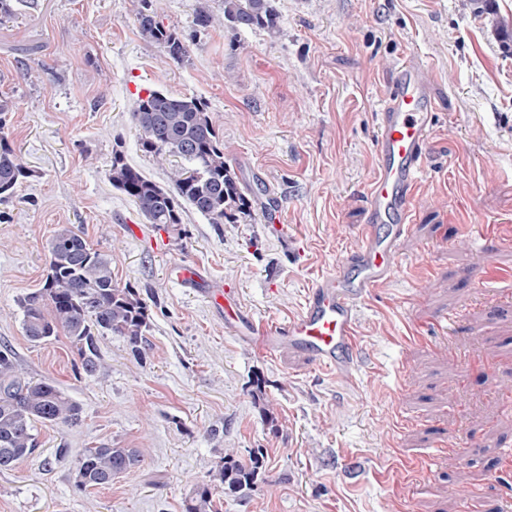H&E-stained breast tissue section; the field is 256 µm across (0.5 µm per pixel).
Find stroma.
Listing matches in <instances>:
<instances>
[{
  "label": "stroma",
  "instance_id": "1",
  "mask_svg": "<svg viewBox=\"0 0 512 512\" xmlns=\"http://www.w3.org/2000/svg\"><path fill=\"white\" fill-rule=\"evenodd\" d=\"M275 5L278 35L199 33L194 0H162L181 61L141 37L139 0H37L0 24V95L15 103L0 132L32 171L0 203V345L80 408L78 426L38 427L35 456L0 471V512H185L223 454L257 451L249 490L215 487L220 512H390L401 478L409 512H460L471 490L480 512H512V0ZM405 57L431 74L432 134L394 272L357 307L350 382L267 352L171 268L233 288L253 322L298 314L362 243L381 104ZM149 89L207 101L250 216L213 224L186 205L181 223L157 226L112 188L116 146L169 182L137 146L132 108ZM64 226L150 310L142 355L100 337L93 376L66 335L35 345L22 329L18 301L40 288ZM407 321L427 342L391 344ZM103 443L140 449V467L77 490L78 457Z\"/></svg>",
  "mask_w": 512,
  "mask_h": 512
}]
</instances>
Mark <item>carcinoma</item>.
<instances>
[{
  "label": "carcinoma",
  "instance_id": "carcinoma-1",
  "mask_svg": "<svg viewBox=\"0 0 512 512\" xmlns=\"http://www.w3.org/2000/svg\"><path fill=\"white\" fill-rule=\"evenodd\" d=\"M160 2L140 0L134 24L145 40L180 61L188 53L185 41L160 20ZM36 6L37 0H0V21L15 17L23 7ZM193 25L203 31L220 25L260 28L276 35L280 16L274 0H222L220 15L208 0H196ZM132 117L140 150L169 165L170 186L149 179L118 148L112 151L107 180L138 206L148 223H181L184 202L213 224L250 215L251 203L224 160V147L206 101L150 90L135 102ZM30 176L21 154L0 137V202L11 199ZM18 305L28 340L45 343L64 329L88 376L101 369L100 336H122L133 354H142L143 336L149 328L145 302L137 289L113 283L110 259L91 248L78 229L64 227L55 233L41 288L20 298ZM78 423L79 407L63 389L49 381L26 378L12 350L0 349V470L34 456L37 425L74 427ZM141 462L137 448L110 444L86 448L77 459L75 486L80 491L109 486ZM262 466L259 456L244 465L228 454L221 458L217 477L222 488L241 491L255 482ZM186 512H217L213 489L207 484L198 487Z\"/></svg>",
  "mask_w": 512,
  "mask_h": 512
}]
</instances>
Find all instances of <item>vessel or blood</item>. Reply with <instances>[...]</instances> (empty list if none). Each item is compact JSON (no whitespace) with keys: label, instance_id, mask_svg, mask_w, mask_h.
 Returning a JSON list of instances; mask_svg holds the SVG:
<instances>
[{"label":"vessel or blood","instance_id":"obj_1","mask_svg":"<svg viewBox=\"0 0 512 512\" xmlns=\"http://www.w3.org/2000/svg\"><path fill=\"white\" fill-rule=\"evenodd\" d=\"M428 88L425 68L406 61L396 70L383 104L376 142L379 170L367 195V223L360 248L348 258L361 277L349 281L346 266L339 267L315 282L302 310L287 323L246 325L248 334L260 337L269 350L287 346L307 353L322 368L351 372L350 356L360 340L357 304L370 289L389 280L399 251L398 235L379 238L375 227L392 215H408L411 191L423 170L431 132ZM209 298L226 325H245L233 291L217 289Z\"/></svg>","mask_w":512,"mask_h":512}]
</instances>
